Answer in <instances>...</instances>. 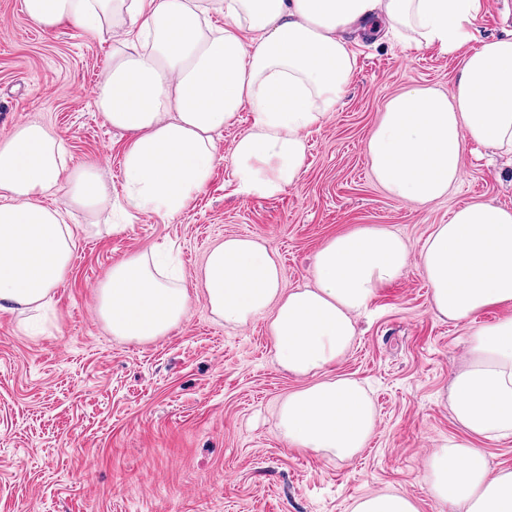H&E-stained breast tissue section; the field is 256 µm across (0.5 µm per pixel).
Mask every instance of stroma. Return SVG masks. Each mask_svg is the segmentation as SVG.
<instances>
[{
  "instance_id": "1",
  "label": "stroma",
  "mask_w": 512,
  "mask_h": 512,
  "mask_svg": "<svg viewBox=\"0 0 512 512\" xmlns=\"http://www.w3.org/2000/svg\"><path fill=\"white\" fill-rule=\"evenodd\" d=\"M473 33L512 35V0H483ZM348 40L354 77L338 111L307 131L305 166L282 193L236 191L234 142L252 122L245 109L219 137L207 185L178 215L141 213L119 231L89 233L61 196L47 198L75 247L46 310H0V512H350L354 499L387 487L420 512H449L430 495L423 460L460 433L448 387L464 364L465 330L431 309L419 255L458 207L512 210V156L472 144L446 197L389 195L366 151L387 100L414 86L449 90L461 56L379 31ZM110 52L66 24L44 31L22 0H0V140L42 122L62 139L68 166L97 159L105 181L120 186L125 139L95 104ZM360 226L398 233L410 262L358 316L357 340L334 369L357 380L377 411L369 444L343 462L289 445L278 407L304 379L278 365L268 317L225 325L198 278L211 248L240 235L276 256L285 288L309 285L317 252ZM137 252L170 254L190 295L182 324L141 343L112 336L94 312L112 262Z\"/></svg>"
}]
</instances>
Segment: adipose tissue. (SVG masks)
Returning a JSON list of instances; mask_svg holds the SVG:
<instances>
[{"label": "adipose tissue", "mask_w": 512, "mask_h": 512, "mask_svg": "<svg viewBox=\"0 0 512 512\" xmlns=\"http://www.w3.org/2000/svg\"><path fill=\"white\" fill-rule=\"evenodd\" d=\"M482 0H23L43 30L72 24L109 36V66L96 105L128 138L121 209L161 217L184 211L210 179L215 137L242 109L253 113L232 152L240 194L268 198L297 181L305 132L336 112L355 70L344 31L385 26L410 47L461 53L452 90L392 96L367 150L393 197L432 202L462 174L468 141L512 154V36L475 42ZM224 16L223 26L211 21ZM62 195L96 228L113 200L100 165L69 168L55 132L38 122L0 141V309L46 304L69 269L74 235L45 198ZM408 247L394 232L361 227L330 239L311 270L314 287L283 288L277 259L257 240L231 236L200 277L211 313L231 326L270 314L278 364L307 379L279 408L292 447L348 461L365 448L376 411L355 380L323 374L350 350L354 316L401 277ZM420 266L440 316L464 323L467 364L450 391L462 437L424 461L433 497L461 512H512V468L492 469L482 440L512 437V211L468 204L435 225ZM187 288L147 255L114 261L97 285L96 313L113 336L144 342L187 317Z\"/></svg>", "instance_id": "1"}]
</instances>
